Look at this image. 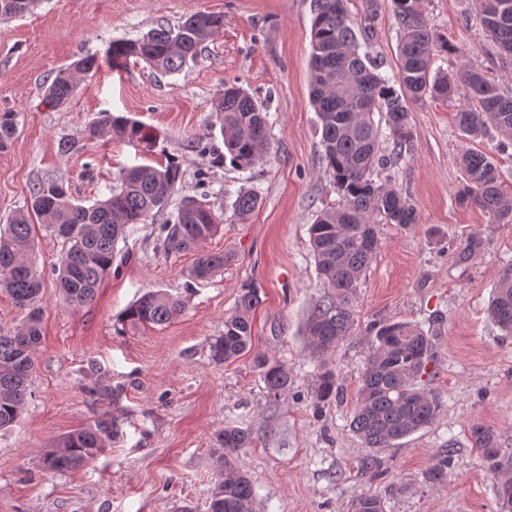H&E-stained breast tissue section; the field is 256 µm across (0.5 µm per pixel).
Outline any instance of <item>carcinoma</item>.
I'll return each instance as SVG.
<instances>
[{
    "label": "carcinoma",
    "mask_w": 512,
    "mask_h": 512,
    "mask_svg": "<svg viewBox=\"0 0 512 512\" xmlns=\"http://www.w3.org/2000/svg\"><path fill=\"white\" fill-rule=\"evenodd\" d=\"M391 3L399 28L398 68L395 77L388 79L379 73L381 63L377 59L367 51L360 52L345 0H314L310 104L318 116L322 161L342 200L339 208L320 211L309 227L317 271L327 288L305 325L309 348L319 357L334 349L353 327L356 288L375 258L379 225L417 223L416 210L401 189L378 180L379 172L398 164L412 151L410 105L427 97L452 101L462 95L475 99L479 109L462 107L457 112L458 130L477 138L493 128L512 141V94L503 93L473 67L453 74L434 69L436 55L452 54L456 49L428 26L421 0ZM34 5L35 0H0V18L21 16ZM476 12L486 37L502 53L512 56V0H476ZM223 28V15L195 12L175 28L161 24L138 39L112 42L106 57L114 67L134 57L160 74H173L195 60L205 43ZM97 67L96 57L83 56L59 70L45 89L48 103L66 104L77 87L78 76ZM213 109L230 163L240 169L259 163L269 150L265 104L233 83L224 85ZM17 118L15 112L0 113V151L14 140ZM84 135L92 143L114 138L146 144L153 140L141 122L109 111L88 125ZM384 138L393 143L389 155L382 149ZM463 167L466 179L458 200L482 208L497 223L511 224L512 196L502 193L493 158L467 153ZM179 177V168L173 164L161 169L133 166L119 173L107 199L88 206L76 200L63 183L40 181L33 187L26 211L11 216L0 227V292L25 313L19 328L0 332V430L13 426L21 415L41 336L43 275L29 259L35 248L30 216H36L53 236L63 240L65 251L54 268L61 297L72 305L88 304L112 273L117 245L125 239L128 227L145 224L163 212ZM259 203L257 193L241 189L232 203L234 215L243 220ZM205 212L206 218L200 219L180 202L174 219L160 225V232L165 234L164 248L189 251L213 236L222 219L209 207ZM222 269L224 254L204 253L195 261L189 277L203 282ZM260 302L255 285L243 287L235 312L224 319V334L210 345L214 361L232 363L251 352L252 312ZM183 308L180 298L150 290L126 309L124 320L162 325L181 315ZM490 315L502 330L512 334L509 271L494 289ZM431 360V339L421 325L398 321L377 327L349 420L351 431L369 449L360 461L362 472L378 471L380 459L375 451L396 445L438 417L441 402L423 383ZM254 363L267 395L280 398L291 381L288 368L261 352L255 353ZM339 390L335 371L321 364L315 401L329 403ZM118 432L117 420L112 416L77 428L45 456L44 466L59 473L79 470L101 452L106 439ZM220 438L224 444V480L211 490L207 512H255L253 486L234 466V455L250 443V434L229 426ZM471 439L494 478L495 489L512 486V460L501 457L494 430L475 426ZM449 453L448 448L438 453L426 472L429 483L441 482ZM354 512H384V505L376 495L361 494Z\"/></svg>",
    "instance_id": "cac0c4a2"
}]
</instances>
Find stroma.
<instances>
[{
    "label": "stroma",
    "mask_w": 512,
    "mask_h": 512,
    "mask_svg": "<svg viewBox=\"0 0 512 512\" xmlns=\"http://www.w3.org/2000/svg\"><path fill=\"white\" fill-rule=\"evenodd\" d=\"M429 27L456 47L437 66L480 68L512 89V60L483 34L475 0H422ZM366 46L397 71L398 25L390 0H347ZM202 11L224 17V29L180 73L162 76L140 60L121 69L104 62L81 78L69 103L50 107L46 82L85 54L102 57L115 40L141 37ZM313 0H38L23 16L0 19V112L18 115L12 146L0 151V222L25 211L36 183L62 181L84 204L105 198L119 171L177 165L175 199L193 197L222 215L220 231L198 251L168 252L159 221L135 225L119 245L115 274L90 304L58 296L52 270L60 240L38 230L32 254L43 273L42 340L19 422L0 431V512H177L206 502L224 472L220 434L249 430L236 455L256 492L259 512H352L363 493L385 512H497L494 480L473 447L470 429L484 425L512 456V335L488 315L495 285L512 267V224L495 223L460 203L468 151L494 157L502 188L512 194V142L497 132L465 139L457 102L412 106L414 150L386 175L410 198L418 221L380 227L377 255L362 278L349 336L328 353L341 387L336 401L316 406L317 362L303 333L322 286L309 247L318 211L340 196L321 160L318 118L309 105ZM239 82L266 102L270 149L247 171L220 161L224 139L212 102ZM133 117L156 136L154 146L115 140L81 145L98 114ZM76 146L65 152L62 141ZM260 197L246 219L234 216L232 191ZM224 253L223 271L204 282L189 271L198 253ZM254 284L255 352L286 365L291 383L268 398L252 354L230 364L211 358L210 344L242 288ZM149 290L178 296L184 310L164 325L122 322L124 310ZM421 323L435 363L430 389L441 411L429 427L382 449L377 474H362L367 450L348 418L375 324ZM95 385L108 394H91ZM115 415L122 433L87 466L47 471L44 455L68 432ZM450 449L443 485L425 473Z\"/></svg>",
    "instance_id": "35a3bbf8"
}]
</instances>
